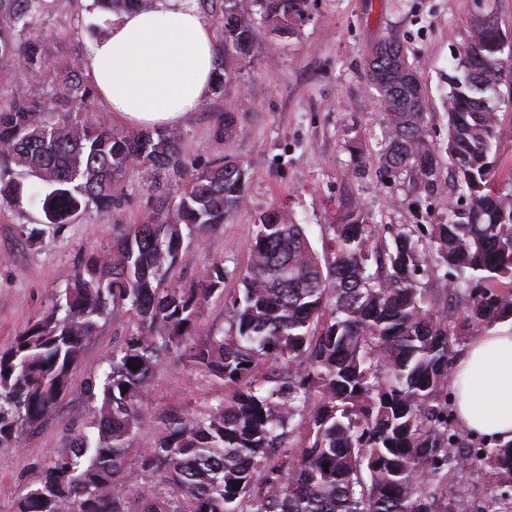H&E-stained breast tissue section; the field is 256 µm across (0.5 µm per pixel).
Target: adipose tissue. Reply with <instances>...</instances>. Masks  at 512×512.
<instances>
[{"instance_id": "obj_1", "label": "adipose tissue", "mask_w": 512, "mask_h": 512, "mask_svg": "<svg viewBox=\"0 0 512 512\" xmlns=\"http://www.w3.org/2000/svg\"><path fill=\"white\" fill-rule=\"evenodd\" d=\"M214 34L190 0H158L112 18L86 73L108 111L143 126L179 124L208 96ZM454 408L473 434L512 441V319L484 327L453 368Z\"/></svg>"}]
</instances>
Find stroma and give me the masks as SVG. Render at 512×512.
Here are the masks:
<instances>
[{
    "mask_svg": "<svg viewBox=\"0 0 512 512\" xmlns=\"http://www.w3.org/2000/svg\"><path fill=\"white\" fill-rule=\"evenodd\" d=\"M87 4L47 0L36 26L50 71L29 90L54 112L61 109L53 97L54 68L84 63L90 41L107 33L100 11L88 10ZM194 5L214 32L215 62L226 78L223 93L209 95L179 126L188 169L166 171L159 179L152 171L136 170L117 186L111 211L88 209L76 223H45L40 204L27 200L0 210V350L50 309L91 252L111 246L118 225L171 209L192 169L227 155L244 163L245 201L230 222L206 232L202 244H184L175 269L176 279L190 284L209 264L223 262L225 296L238 290L259 218L272 209L291 212L316 246L330 225L356 207L389 240L401 229L442 223L456 203L448 165H441L432 192L412 173L380 174L384 109L367 62L383 43L405 47L424 87L429 136L435 145L446 146L448 75L457 48L473 27L487 22L512 37V0H309L296 34L263 35L258 52L246 60L224 54L218 0H194ZM496 105L494 188L507 194L512 193V76L504 77ZM228 111L235 114L229 136L224 133ZM125 331L122 323H102L73 373L76 392L51 418L23 429L0 448V512H13L17 493L35 484L45 458L67 447L73 430L99 407V399L78 387L101 373ZM231 392L194 371L188 358L166 357L155 371L131 458L152 448L167 416L204 410L207 401ZM490 491L484 471L475 469L449 483L448 504L464 501L472 512H486Z\"/></svg>",
    "mask_w": 512,
    "mask_h": 512,
    "instance_id": "stroma-1",
    "label": "stroma"
}]
</instances>
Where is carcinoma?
I'll return each instance as SVG.
<instances>
[{"label": "carcinoma", "instance_id": "1", "mask_svg": "<svg viewBox=\"0 0 512 512\" xmlns=\"http://www.w3.org/2000/svg\"><path fill=\"white\" fill-rule=\"evenodd\" d=\"M46 0H0V171L38 178L28 189L0 174V208L37 200L49 224H67L92 205L112 209L114 186L135 168L185 165L177 129L118 130L90 113L93 92L79 67L58 72L61 112H48L17 81L48 69L41 39L30 36ZM224 0V54L251 58L258 24L295 33L308 0ZM155 0H92L89 9L120 13ZM490 24L472 30L449 76L448 162L456 192L448 221L417 237L401 230L388 244L361 209L313 248L306 227L273 209L259 218L241 288L225 303L228 328L202 332V301L224 296V263L194 286L174 278L183 230L226 224L243 203L246 172L230 156L194 170L163 217L122 224L112 247L91 254L52 307L10 348L0 350V447L48 419L73 391L72 373L100 322L132 328L112 348L84 391L101 397L71 447L52 453L37 483L17 496L15 512H448V482L458 461L492 475L491 512H512V443L476 450L460 444L448 410L452 365L448 312L426 268L448 277L464 319L484 325L512 318V289L475 290L473 281L512 282V194L494 192L491 160L500 117L493 104L503 80ZM479 49L487 63L473 65ZM404 48L388 42L367 62L383 103L387 140L378 158L386 174L411 171L427 190L438 185L437 151L428 138L420 83L403 80ZM188 355L192 367L233 387L198 415H172L153 448L129 462L149 386L161 357ZM281 362L285 371L262 363ZM127 391H122V388ZM241 484L234 489L235 484ZM138 486L135 500L126 487Z\"/></svg>", "mask_w": 512, "mask_h": 512}]
</instances>
